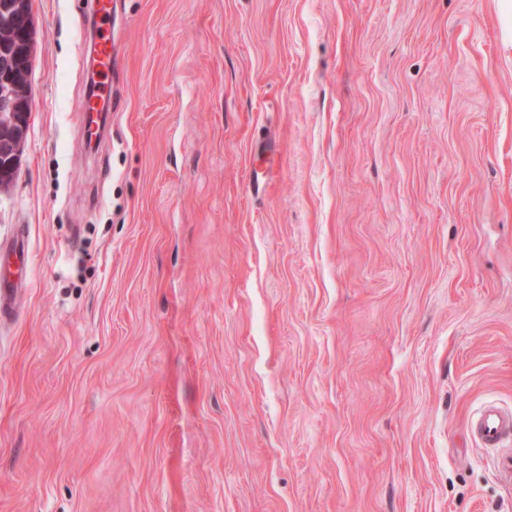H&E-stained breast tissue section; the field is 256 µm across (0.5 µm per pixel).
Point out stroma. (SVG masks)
I'll use <instances>...</instances> for the list:
<instances>
[{"label":"stroma","instance_id":"obj_1","mask_svg":"<svg viewBox=\"0 0 512 512\" xmlns=\"http://www.w3.org/2000/svg\"><path fill=\"white\" fill-rule=\"evenodd\" d=\"M31 13L0 512H512V0ZM91 110L92 107L90 102L86 99L83 108L81 109L80 113H78V123L83 133L86 146L89 149H96L100 146L99 143L95 145L97 136L96 132L98 131V113L95 118L94 112H91ZM474 431L485 448H496L512 433V415L488 408L479 416Z\"/></svg>","mask_w":512,"mask_h":512}]
</instances>
